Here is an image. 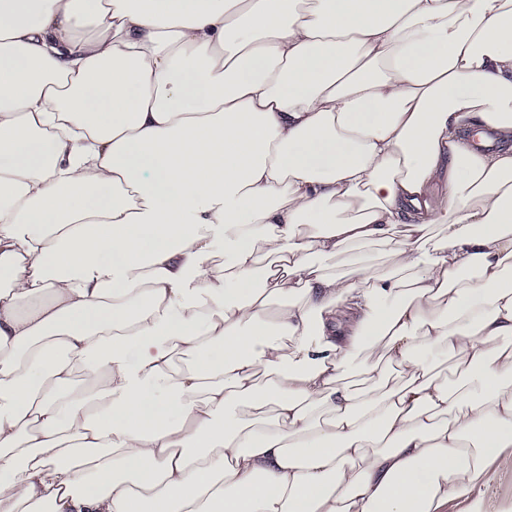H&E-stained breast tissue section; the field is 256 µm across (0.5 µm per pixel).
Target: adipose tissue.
Segmentation results:
<instances>
[{
  "label": "adipose tissue",
  "instance_id": "1",
  "mask_svg": "<svg viewBox=\"0 0 512 512\" xmlns=\"http://www.w3.org/2000/svg\"><path fill=\"white\" fill-rule=\"evenodd\" d=\"M509 448L512 0H0V512H487Z\"/></svg>",
  "mask_w": 512,
  "mask_h": 512
}]
</instances>
